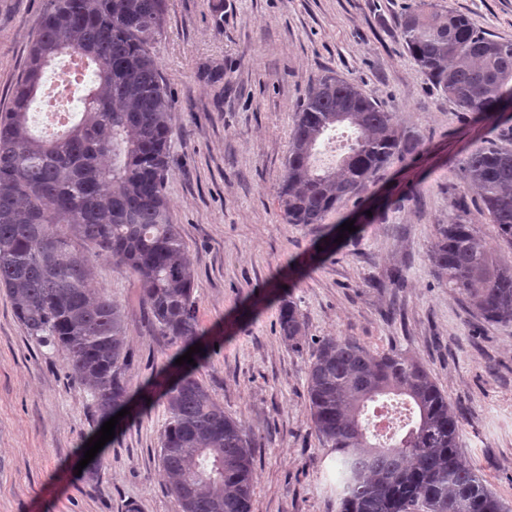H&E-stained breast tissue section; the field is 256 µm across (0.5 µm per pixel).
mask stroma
<instances>
[{
	"mask_svg": "<svg viewBox=\"0 0 512 512\" xmlns=\"http://www.w3.org/2000/svg\"><path fill=\"white\" fill-rule=\"evenodd\" d=\"M412 0H165L153 44L173 104L165 191L195 270L208 344L195 375L254 444L253 512H337L339 473L313 429L308 367L349 337L423 364L464 423L461 448L512 503V323H489L435 275L428 253L466 193L460 162L512 129L511 112H462L402 45ZM512 41V0H439ZM47 0H0V113ZM325 74L357 84L423 145L326 223H286L278 192L296 109ZM355 233L319 243L339 221ZM123 311L133 413L93 459L100 430L66 351L39 346L0 290V512H180L160 463V372L178 348L155 330L135 276L94 258ZM296 305L298 343L279 327Z\"/></svg>",
	"mask_w": 512,
	"mask_h": 512,
	"instance_id": "stroma-1",
	"label": "stroma"
}]
</instances>
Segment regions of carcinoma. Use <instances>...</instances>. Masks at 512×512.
<instances>
[{"label":"carcinoma","instance_id":"1","mask_svg":"<svg viewBox=\"0 0 512 512\" xmlns=\"http://www.w3.org/2000/svg\"><path fill=\"white\" fill-rule=\"evenodd\" d=\"M164 11V0H48L25 74L0 115V288L29 336L68 352L99 421L129 403V353L120 306L93 286L92 257L136 275L155 329L179 354L201 338L195 271L165 195L172 101L151 50ZM399 29L410 57L460 111L512 106V42L432 0L408 7ZM68 51L95 65L79 119L55 139L36 137L29 110L43 68ZM339 126L355 132L348 158L321 170L316 147ZM421 145L358 85L321 77L291 133L279 191L286 222L324 223ZM461 167L479 213L512 250V131ZM454 208L436 225L428 254L435 274L485 320L512 323V254L492 255L466 201ZM280 324L298 343L293 302L282 305ZM194 370L175 367L165 390L160 460L170 492L181 512H253L252 442ZM307 394L316 436L342 467L338 512H512L462 456L460 417L418 362L327 337L309 365ZM390 394L407 397L416 420L400 439L374 443L365 415Z\"/></svg>","mask_w":512,"mask_h":512}]
</instances>
